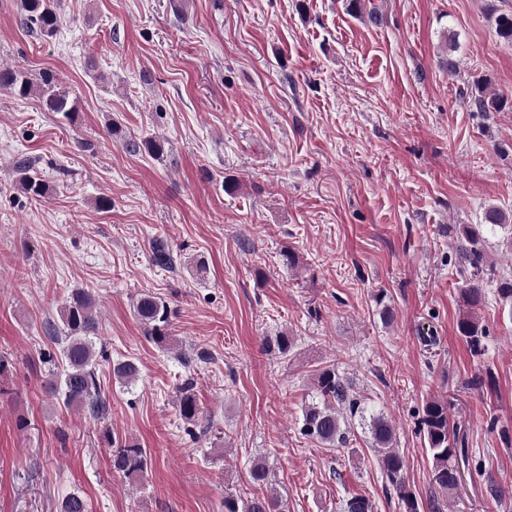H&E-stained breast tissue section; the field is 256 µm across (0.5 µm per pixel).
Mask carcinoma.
<instances>
[{"mask_svg": "<svg viewBox=\"0 0 512 512\" xmlns=\"http://www.w3.org/2000/svg\"><path fill=\"white\" fill-rule=\"evenodd\" d=\"M20 8L25 28L40 36L55 35L63 24L58 11V0H20ZM497 35L512 43V14L501 13L496 19ZM0 89L26 97L35 92L49 112L73 120L77 112L75 101L62 89L54 75L44 74L42 82L34 84L26 73L18 68L0 66ZM486 83L475 85L474 104L481 112H497L505 107V100L500 96H488ZM124 148L132 154L146 152L158 158L164 154V144L157 140H124ZM16 170L21 188L32 197H41L48 191L46 184L32 170L27 159L17 161ZM512 223V213L497 207L486 209L483 224H462L458 227L460 240L458 255L464 268L465 288L461 290L464 302L470 309L480 308L486 300L483 288V275L487 271L486 240L482 225L502 226ZM156 265L169 267L174 263L172 251L162 239L152 245ZM137 317L150 327V339L160 345L170 343L167 328L173 311L169 304L152 293L141 294L134 306ZM62 326L48 325V333L62 343L59 355L62 371L49 374L45 380L47 393L62 401L68 408H77L93 417L106 414L107 403L102 393L97 367L100 361L107 360L102 349H96L95 338L99 329L97 304L93 296L86 291H75L60 310ZM458 332L470 346L471 351H482V341L486 331L478 319L468 313L457 323ZM139 366L133 360L119 362L113 366L115 379L124 384L133 383L139 376ZM316 385L323 402L307 406L303 415L300 432L314 440L330 446H345L348 442L353 421L358 419L367 430L372 447L378 452L382 470L387 482L393 488L403 512H419V502L406 488L404 481L405 461L392 448L395 428L383 414L373 412L365 407L362 400L353 393L352 384L336 373V368L325 367L316 375ZM179 415L191 425L197 424L200 417L195 394L191 384L180 389L178 398ZM420 425L427 438L433 458V484L442 490H453L458 484V474L451 459L456 453L448 441V407L438 401L427 403L420 418ZM112 468L127 478L139 479L148 470L149 456L147 449L137 445H120L112 441ZM250 482L257 486L270 484V473L265 463L257 461L249 470ZM59 512H90L86 498L78 492L68 494L59 506ZM224 512H284L281 499L269 494H251L244 497L232 491L224 492ZM344 512H373V505L364 496L354 495L348 498Z\"/></svg>", "mask_w": 512, "mask_h": 512, "instance_id": "cac0c4a2", "label": "carcinoma"}]
</instances>
